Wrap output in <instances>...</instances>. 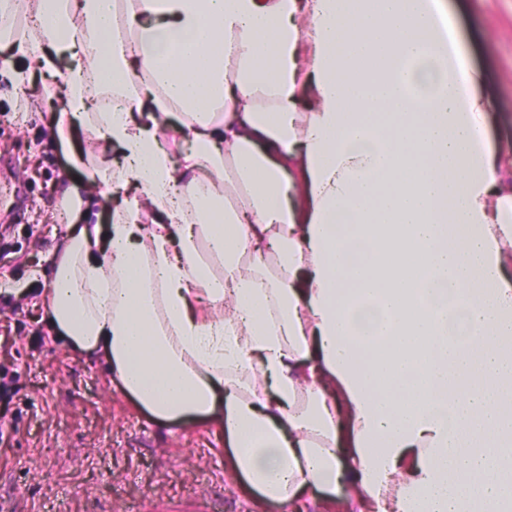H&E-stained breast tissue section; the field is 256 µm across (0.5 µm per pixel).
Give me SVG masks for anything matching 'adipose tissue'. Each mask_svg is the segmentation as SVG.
Masks as SVG:
<instances>
[{
  "label": "adipose tissue",
  "instance_id": "adipose-tissue-1",
  "mask_svg": "<svg viewBox=\"0 0 512 512\" xmlns=\"http://www.w3.org/2000/svg\"><path fill=\"white\" fill-rule=\"evenodd\" d=\"M0 48L92 132L65 210L120 199L56 251L57 338L263 499L512 512V155L442 0H0Z\"/></svg>",
  "mask_w": 512,
  "mask_h": 512
}]
</instances>
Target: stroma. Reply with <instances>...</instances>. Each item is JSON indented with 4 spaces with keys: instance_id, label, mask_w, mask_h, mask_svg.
<instances>
[{
    "instance_id": "stroma-1",
    "label": "stroma",
    "mask_w": 512,
    "mask_h": 512,
    "mask_svg": "<svg viewBox=\"0 0 512 512\" xmlns=\"http://www.w3.org/2000/svg\"><path fill=\"white\" fill-rule=\"evenodd\" d=\"M473 63L485 77L487 134L512 150V0H446ZM14 71V70H13ZM13 71H0V242L5 280L23 313L12 316V374L22 398L17 424L0 446V496L25 512H153L160 504L218 499L217 512H290L264 501L230 473L222 425L161 422L139 409L102 359L63 340L34 337L27 309L43 310L53 253L68 231L56 223L65 190L84 174L50 128L58 101L14 109Z\"/></svg>"
}]
</instances>
